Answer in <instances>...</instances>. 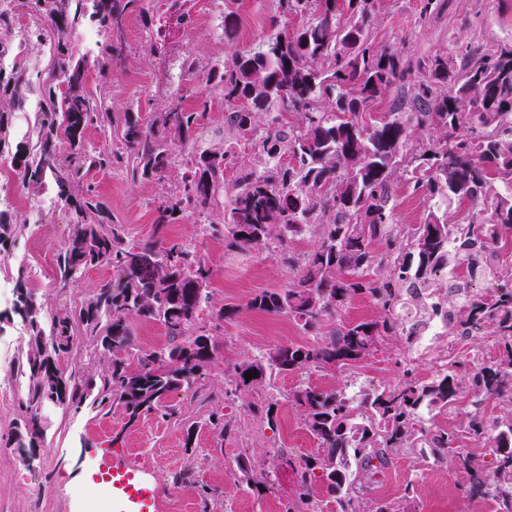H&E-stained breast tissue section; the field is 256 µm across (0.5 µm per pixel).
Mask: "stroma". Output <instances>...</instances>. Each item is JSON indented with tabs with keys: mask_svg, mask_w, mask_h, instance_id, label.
Masks as SVG:
<instances>
[{
	"mask_svg": "<svg viewBox=\"0 0 512 512\" xmlns=\"http://www.w3.org/2000/svg\"><path fill=\"white\" fill-rule=\"evenodd\" d=\"M377 5L372 24L375 46L408 60L447 55L461 64L512 45V0H436L430 8L425 0H377ZM141 6L127 19L126 52L114 62L109 79L112 114L119 126L126 113H135L146 124L164 108V100L149 92L162 73L168 75L171 89L179 92L184 106H194L205 89V64L242 47H260L269 38L276 0H238V34L232 41L224 38L223 0H182L188 22L180 26L173 24L167 0H141ZM151 30L166 32L165 54H150L147 33ZM188 53L202 64L193 75L181 69ZM183 172V164L178 163L165 181L132 182L115 169L94 174L93 181L109 221L123 225L128 239L136 242L153 232V205L162 183H177ZM27 218L26 209L19 207L0 214L2 222L27 225L0 255L1 281L15 285L14 270L27 268L26 288L46 312L55 314L81 305L111 278V269L100 266L59 286L56 261L66 246L70 214L58 207L46 211L40 223H28ZM167 240L189 246L212 266V309L238 308L218 330L222 358L209 383L171 394L176 416L149 413L130 428L120 410H103L90 401L67 410L44 404L39 409L42 433L32 460L22 462L16 436L24 428L28 380L17 372L15 363L28 332L10 305L0 306V339L8 345L0 353V512H76L78 492L110 479L113 469L128 465L137 466L141 478L161 486L157 512H284L297 488L290 469L276 459V450L285 449L295 460L319 453L316 441L302 426L300 412L288 401L301 382L325 388L344 386L353 393L364 385L396 382L409 360L420 378L429 379L448 359L498 353L497 340L489 335L456 343L443 334L410 350L393 339L378 346L351 375L319 369L278 376L273 390L278 421L268 425L253 409L256 393L225 399L224 377L236 365L270 348L303 342L291 320L247 306L258 292L287 287L296 277L295 270L271 250L228 249L223 239L202 235L193 217L172 224ZM214 412L232 424L230 435L209 424ZM241 458L250 460L260 476L258 483L242 480L236 467ZM185 470L192 474L190 481L173 484L174 474ZM466 480V473L428 466L418 450H407L380 472L373 494L392 498L411 483L417 490L419 512H492L491 503L463 496L461 486Z\"/></svg>",
	"mask_w": 512,
	"mask_h": 512,
	"instance_id": "1",
	"label": "stroma"
}]
</instances>
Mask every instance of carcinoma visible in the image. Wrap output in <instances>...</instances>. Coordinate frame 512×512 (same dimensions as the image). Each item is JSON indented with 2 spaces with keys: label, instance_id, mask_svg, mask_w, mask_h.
<instances>
[{
  "label": "carcinoma",
  "instance_id": "1",
  "mask_svg": "<svg viewBox=\"0 0 512 512\" xmlns=\"http://www.w3.org/2000/svg\"><path fill=\"white\" fill-rule=\"evenodd\" d=\"M133 2L9 0L0 10V58H16L34 43L49 45L50 54L45 68L37 62L0 66V155L12 156L28 189L51 178L70 212L59 282L66 285L92 267L114 272L80 308L62 315L45 313L21 293L17 313L29 337L16 364L29 381L32 427L18 447H35L37 410L45 402L78 408L92 397L103 408L121 410L132 425L146 413L169 409L162 397L209 382L204 360L220 358L221 344L199 313L211 303L213 269L188 246L159 243L170 225L194 215L203 234L224 231L227 247H272L299 270L288 287L256 294L248 308L286 316L306 335L318 333L358 296L377 310L372 319L338 323L314 343H292L242 362L224 379L226 398L263 390L280 375L349 371L366 359L367 343L375 338L398 337L410 348L434 313L448 320L447 335L454 338H498L496 357L468 367L454 361L430 380L408 368L397 383L363 390L357 401L344 388L297 386L288 400L322 456L301 465L279 449L301 490L285 512H317L310 493L317 468L336 497V512H417L411 483L393 499L367 497L374 479L405 448L421 449L436 466L463 470L469 499L512 512V266H499L501 246L512 238V192L501 190L512 184V47L459 70L442 56L413 65L374 46L375 0H278L271 27L287 15L299 17V27L215 61L195 107L183 106L172 92L150 124L125 120L121 149L91 150L85 131L111 127L112 107L105 83L87 87L72 34L84 18L96 22L101 56L112 61L122 52ZM18 12L32 19L31 27L15 30ZM394 85L421 90L415 111L397 107L381 121L358 124L356 118ZM35 88L42 94L35 138L14 145L11 112ZM215 96L224 101L232 131L218 140L202 124ZM243 140L253 148L251 162L238 159ZM178 160L185 171L180 182L162 187L156 239L143 243L107 222L86 181L90 172L114 167L133 181L162 180ZM401 177L427 200L468 201L478 212L463 224H450L448 214L434 210L422 224H397L391 187ZM308 235L312 248L297 249ZM376 244L393 256L390 266L378 262ZM441 271L453 281L444 300L436 298ZM478 275L494 287L485 293L468 288ZM135 319L159 323L167 343L135 347ZM77 335L92 349L87 369L68 374L59 359ZM253 371L258 375L246 380ZM469 394L497 400L503 414L491 418L461 408ZM424 409L436 415L460 410L465 421L456 428L434 426ZM466 440L483 444L489 464L464 449Z\"/></svg>",
  "mask_w": 512,
  "mask_h": 512
}]
</instances>
